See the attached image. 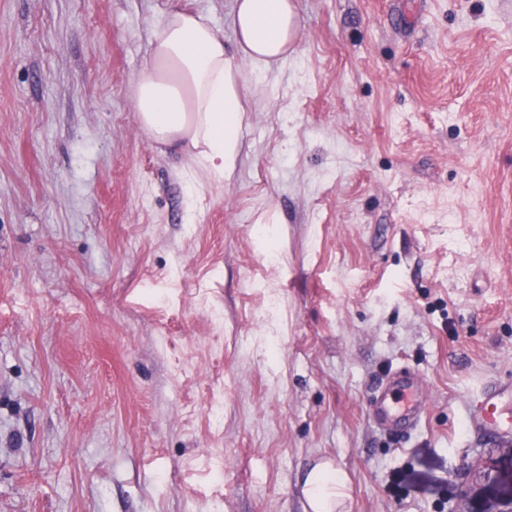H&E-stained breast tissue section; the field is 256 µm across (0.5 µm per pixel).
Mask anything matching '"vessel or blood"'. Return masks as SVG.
Here are the masks:
<instances>
[{
	"label": "vessel or blood",
	"instance_id": "b4317fda",
	"mask_svg": "<svg viewBox=\"0 0 512 512\" xmlns=\"http://www.w3.org/2000/svg\"><path fill=\"white\" fill-rule=\"evenodd\" d=\"M427 395L421 375L402 365L390 370L369 398V414L381 432L406 434L420 422ZM501 388L484 389L471 404V415L481 433L512 438V408L503 404Z\"/></svg>",
	"mask_w": 512,
	"mask_h": 512
}]
</instances>
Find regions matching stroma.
Returning <instances> with one entry per match:
<instances>
[{"instance_id": "1", "label": "stroma", "mask_w": 512, "mask_h": 512, "mask_svg": "<svg viewBox=\"0 0 512 512\" xmlns=\"http://www.w3.org/2000/svg\"><path fill=\"white\" fill-rule=\"evenodd\" d=\"M172 2L0 0V512H309L325 461L344 512H499L512 0H296L219 183L135 117ZM426 395L421 375L402 365L390 370L375 386L369 414L384 434H406L419 424ZM504 390L484 389L472 400L471 415L481 433L486 436L509 437L512 442V408L503 404Z\"/></svg>"}]
</instances>
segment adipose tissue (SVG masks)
I'll return each mask as SVG.
<instances>
[{
  "instance_id": "adipose-tissue-1",
  "label": "adipose tissue",
  "mask_w": 512,
  "mask_h": 512,
  "mask_svg": "<svg viewBox=\"0 0 512 512\" xmlns=\"http://www.w3.org/2000/svg\"><path fill=\"white\" fill-rule=\"evenodd\" d=\"M233 48L209 19L172 6L150 40V62L135 84L136 119L155 142L189 156L209 178L234 169L244 120L243 66L267 72L287 61L302 20L295 0H234ZM342 473L325 462L307 475L312 512H339Z\"/></svg>"
}]
</instances>
